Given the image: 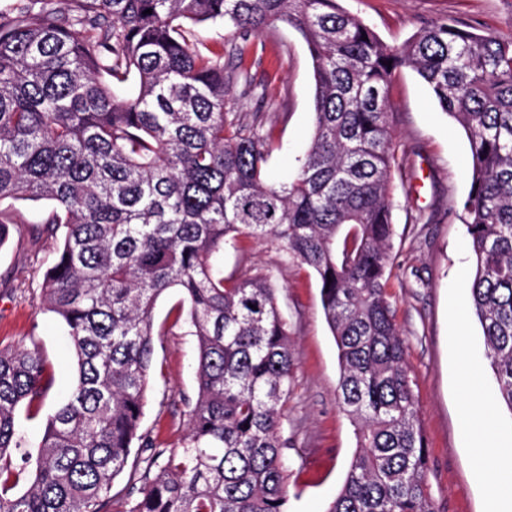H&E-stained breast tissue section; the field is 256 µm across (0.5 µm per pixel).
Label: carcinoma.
Segmentation results:
<instances>
[{"label":"carcinoma","instance_id":"cac0c4a2","mask_svg":"<svg viewBox=\"0 0 512 512\" xmlns=\"http://www.w3.org/2000/svg\"><path fill=\"white\" fill-rule=\"evenodd\" d=\"M55 2L0 5V203H51L36 224L0 206V246L12 229L35 246L76 377L34 454L16 416L39 414L53 375L37 343L0 345V512H286L293 344L268 275L224 276V249L242 237L277 243L320 282L356 440L327 512H436L385 292L388 91L412 68L468 138V314L512 412V34L445 19L394 47L338 0ZM209 22L245 37L284 23L308 47L314 128L286 182L265 177L269 137L232 130L224 98L244 49L230 68L202 53L193 27ZM173 288L175 320L197 340V388L165 452L142 418L162 335L153 311ZM134 447L151 454L118 497Z\"/></svg>","mask_w":512,"mask_h":512}]
</instances>
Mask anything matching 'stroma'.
Returning a JSON list of instances; mask_svg holds the SVG:
<instances>
[{"instance_id": "obj_1", "label": "stroma", "mask_w": 512, "mask_h": 512, "mask_svg": "<svg viewBox=\"0 0 512 512\" xmlns=\"http://www.w3.org/2000/svg\"><path fill=\"white\" fill-rule=\"evenodd\" d=\"M388 45L399 46L430 22L450 19L463 28L512 32V0H341ZM204 44L236 62L234 48L246 45L245 66L252 93L230 86L224 109L234 123L261 124L273 149L266 176L285 182L308 144L314 121L313 64L301 35L280 25L241 40L223 24L201 27ZM398 165L393 172L392 222L395 236L391 273L385 283L394 320L405 340V357L428 450L429 483L440 512H485L484 490L469 453L461 394L468 358L484 355L479 323L466 311L474 268L458 205L471 187L469 142L464 131L433 100L411 68L394 76L389 88ZM28 241L10 238L0 248V343H38L52 367L53 384L37 417L19 411L17 424L38 443L46 415L72 388L76 367L64 326L43 312L30 266ZM256 271L270 276L294 343L292 390L284 408L282 436L292 462L288 471V512H327L339 491L356 442L351 419L336 397L339 362L325 321L320 285L308 267L289 260L277 244L240 239L224 252V273ZM178 292L154 309L156 371L150 380L142 425L164 446L175 447L185 433L183 398L193 396L196 338L185 323H174Z\"/></svg>"}]
</instances>
